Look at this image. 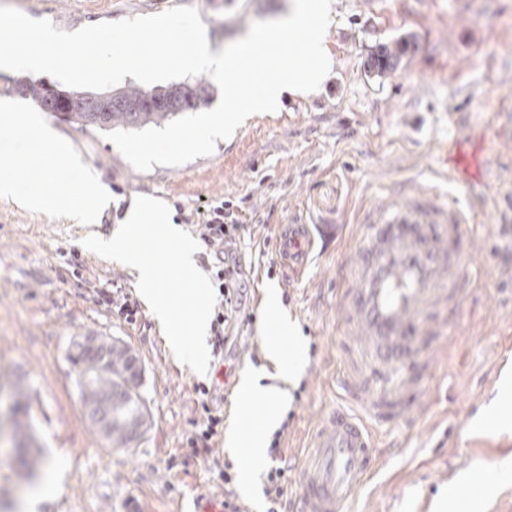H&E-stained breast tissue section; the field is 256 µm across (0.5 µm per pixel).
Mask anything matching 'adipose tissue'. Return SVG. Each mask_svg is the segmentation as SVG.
<instances>
[{
  "mask_svg": "<svg viewBox=\"0 0 512 512\" xmlns=\"http://www.w3.org/2000/svg\"><path fill=\"white\" fill-rule=\"evenodd\" d=\"M70 161L73 166L84 170L82 180L72 190H57V174L53 165H44L34 173L28 161L21 159L14 167L13 176L0 177V198L14 201L26 209L73 215L83 224L97 223L99 211L107 202V188L92 170L84 169L79 156H71ZM33 173L38 176L37 190L18 194V179L28 178ZM265 308L264 352L276 366L275 381L263 383L258 374L243 379L240 389L242 420L232 423L225 436V446L237 461L241 486L248 494L253 491V473L265 460L267 435L281 419L287 398L285 386L298 376L304 350V340L298 335L295 322L282 314L277 289H267ZM255 416L259 417V424L243 428V421Z\"/></svg>",
  "mask_w": 512,
  "mask_h": 512,
  "instance_id": "obj_1",
  "label": "adipose tissue"
}]
</instances>
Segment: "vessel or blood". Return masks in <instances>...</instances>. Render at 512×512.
Returning a JSON list of instances; mask_svg holds the SVG:
<instances>
[{"label":"vessel or blood","mask_w":512,"mask_h":512,"mask_svg":"<svg viewBox=\"0 0 512 512\" xmlns=\"http://www.w3.org/2000/svg\"><path fill=\"white\" fill-rule=\"evenodd\" d=\"M360 222L363 234L342 259L336 293L343 403L320 420L289 512H352L379 432L406 422L437 345L480 280L465 246L479 227L476 211L402 185L364 207ZM312 246L306 225L282 226L284 267L301 270Z\"/></svg>","instance_id":"1"}]
</instances>
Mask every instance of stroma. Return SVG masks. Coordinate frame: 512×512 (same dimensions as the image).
<instances>
[{
	"label": "stroma",
	"mask_w": 512,
	"mask_h": 512,
	"mask_svg": "<svg viewBox=\"0 0 512 512\" xmlns=\"http://www.w3.org/2000/svg\"><path fill=\"white\" fill-rule=\"evenodd\" d=\"M35 19L72 32L84 26L196 8L212 46L245 37L254 22L278 19L288 0H0ZM327 40L333 70L318 94L287 96L278 112L249 117L212 154L179 167L134 169L102 130L41 112L60 150L58 187L81 179L70 164L82 157L106 185L110 204L99 223L82 224L0 199V512H15L26 489L48 481L28 473L20 452L35 442L46 460L68 467L58 491L37 512H173L200 494L222 495L240 512H266L264 469L242 492L237 463L215 437L210 452L187 442L205 412L197 384L219 380L213 402L225 420L237 416L247 373L263 371L264 287L278 288L284 311L306 343L302 373L284 410L280 448L301 462L336 394L337 265L359 234L358 217L384 188L413 182L468 203L469 189L448 179L444 159L463 151L477 161L484 196L482 229L472 259L487 286L469 299L453 335L435 356V372L411 420L380 437V460L359 490L354 512H433L447 489L478 469L482 512H512V472L488 473L489 458L512 459V429L475 422L512 372V165L482 136L512 106V0H337ZM411 42L396 72L382 78L363 67L370 49ZM163 200L176 223L193 231L198 208L228 204L241 224L235 258L248 292L226 328L223 362L198 374L175 359L148 309L129 324L95 299L96 288L135 294L134 278L83 244L109 238L131 198ZM300 219L316 247L304 269L278 264L281 225ZM97 335L125 343L142 365L140 391L150 415L146 434L112 447L86 418L71 347ZM231 483H223L212 457Z\"/></svg>",
	"instance_id": "1"
}]
</instances>
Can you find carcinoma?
Wrapping results in <instances>:
<instances>
[{
    "label": "carcinoma",
    "mask_w": 512,
    "mask_h": 512,
    "mask_svg": "<svg viewBox=\"0 0 512 512\" xmlns=\"http://www.w3.org/2000/svg\"><path fill=\"white\" fill-rule=\"evenodd\" d=\"M410 42L398 40L374 47L368 56L367 71L376 76L394 72ZM18 92L42 108H47L49 85L42 81L20 78L14 81ZM203 102L197 86L176 83L157 92L137 86H127L112 93V110L109 112H86L81 109L71 112H56L58 119L81 125L95 126L101 130H138L148 125H160L164 121L191 110ZM137 110H131V107ZM70 361L79 367L78 385L84 413H98L123 397L122 411L108 422L112 446L123 448L127 444L129 430L133 427L145 429L148 409L145 400L134 383L136 373L132 371V350L117 341H107L94 349L75 351Z\"/></svg>",
    "instance_id": "carcinoma-1"
}]
</instances>
